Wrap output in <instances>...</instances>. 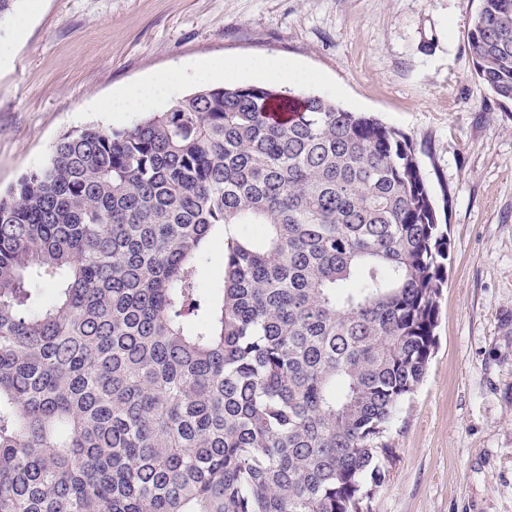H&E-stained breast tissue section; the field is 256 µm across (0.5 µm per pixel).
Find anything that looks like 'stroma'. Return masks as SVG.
Masks as SVG:
<instances>
[{"label": "stroma", "instance_id": "stroma-1", "mask_svg": "<svg viewBox=\"0 0 512 512\" xmlns=\"http://www.w3.org/2000/svg\"><path fill=\"white\" fill-rule=\"evenodd\" d=\"M478 0H16L0 17V189L63 132L124 128L112 97L161 72L172 99L199 65L285 59L324 95L414 144L440 223L447 285L423 381L395 416L369 512H512V108L467 44Z\"/></svg>", "mask_w": 512, "mask_h": 512}]
</instances>
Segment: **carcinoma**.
I'll use <instances>...</instances> for the list:
<instances>
[{"instance_id":"carcinoma-1","label":"carcinoma","mask_w":512,"mask_h":512,"mask_svg":"<svg viewBox=\"0 0 512 512\" xmlns=\"http://www.w3.org/2000/svg\"><path fill=\"white\" fill-rule=\"evenodd\" d=\"M467 42L512 105V0ZM447 257L410 140L319 94L63 133L0 192V512H364ZM223 250L221 238L216 237L211 240L203 267V288H212L220 280L224 264Z\"/></svg>"}]
</instances>
